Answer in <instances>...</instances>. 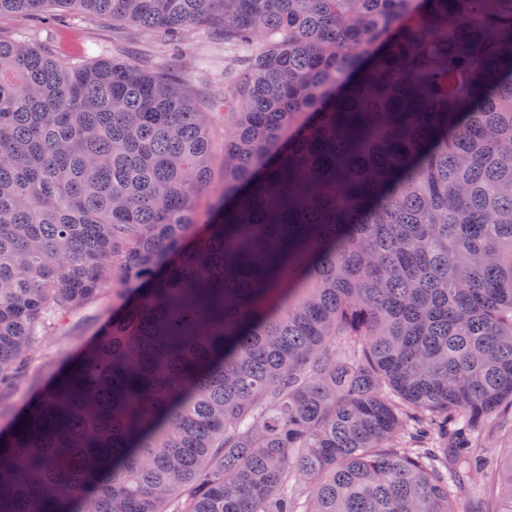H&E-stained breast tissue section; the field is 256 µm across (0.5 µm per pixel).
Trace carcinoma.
Masks as SVG:
<instances>
[{"label": "carcinoma", "mask_w": 512, "mask_h": 512, "mask_svg": "<svg viewBox=\"0 0 512 512\" xmlns=\"http://www.w3.org/2000/svg\"><path fill=\"white\" fill-rule=\"evenodd\" d=\"M224 71L0 40V388L112 292L0 432V512H512V0H0ZM241 49L224 48V44L215 41L207 30H199L191 39L189 50L183 62L184 69L193 75L195 85L207 98L202 100V112L211 114L209 128L213 141V165L216 172L215 185L221 188L224 169V112L213 104L218 100L214 95L224 82V66L243 55Z\"/></svg>", "instance_id": "cac0c4a2"}]
</instances>
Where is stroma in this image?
Listing matches in <instances>:
<instances>
[{"mask_svg":"<svg viewBox=\"0 0 512 512\" xmlns=\"http://www.w3.org/2000/svg\"><path fill=\"white\" fill-rule=\"evenodd\" d=\"M0 38L49 47L55 57L67 65L89 58L112 56L135 58L146 69L169 70L175 62H182L204 96L202 109L210 114L214 169L223 171L224 118L213 110L214 96L224 82L225 66L238 58L240 52L224 47L208 31L194 33L189 50L181 60L150 36L131 38L118 34L113 32L110 21L76 12L56 14L54 22L48 25L41 24L32 15L1 14ZM111 309V294L96 297L44 338L25 374L11 388L0 390V430L8 429L13 424L38 387L49 384L66 368L92 338Z\"/></svg>","mask_w":512,"mask_h":512,"instance_id":"35a3bbf8","label":"stroma"}]
</instances>
